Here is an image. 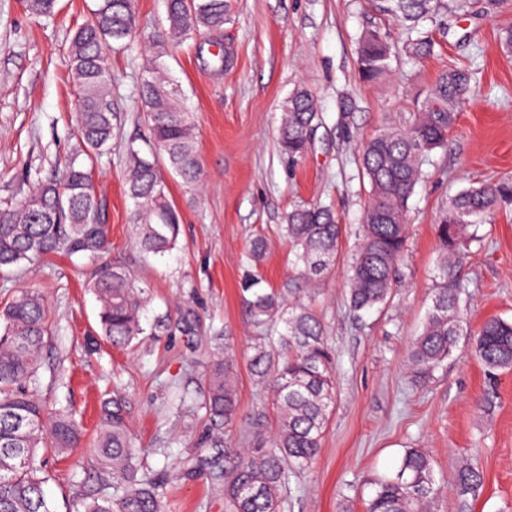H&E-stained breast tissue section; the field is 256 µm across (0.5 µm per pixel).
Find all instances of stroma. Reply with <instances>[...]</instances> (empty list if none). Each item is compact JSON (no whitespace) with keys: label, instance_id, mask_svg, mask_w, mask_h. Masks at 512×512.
Wrapping results in <instances>:
<instances>
[{"label":"stroma","instance_id":"obj_1","mask_svg":"<svg viewBox=\"0 0 512 512\" xmlns=\"http://www.w3.org/2000/svg\"><path fill=\"white\" fill-rule=\"evenodd\" d=\"M94 3L59 0L56 16L38 19L25 0H0V210L42 181L60 178L76 150L78 90L68 49ZM134 5L136 36L112 56L118 136L92 179L101 220L112 227L110 257L133 271L149 295L146 322L174 321L192 309L203 333L172 328L116 349L99 334L98 303L86 287L95 267L90 259L57 255L0 273V309L25 289L37 291L47 309L38 398L71 410L83 426L77 447L48 464L47 493L57 512L111 483L86 463L99 403L116 390L128 396L144 471L172 476L163 488L165 512H224L211 480L223 451L193 445L208 426L202 401L210 342L225 336L231 345L238 387V418L226 433L232 447L253 431L272 435L271 394L249 365L260 331L248 312L245 281L287 291L295 271L279 226L304 203L332 207L342 226L335 268L300 293L336 353V405L319 456L290 480L283 512H364L371 480L393 473L408 448L425 449L433 459L442 487L434 512H512V371L489 378L471 346L485 320L512 321V209L479 226L480 239L459 268L466 334L457 349L425 380L407 363L440 262L441 208L470 186L512 180V56L499 38L512 25V0H464L441 11L429 27L434 51L418 61L404 52L405 27L376 12L370 0H230L222 31L187 40L166 59L196 125L203 190L192 201L170 182L180 235L176 248L153 258L133 243L124 145L148 131L138 89L145 47L166 28L165 7L164 0ZM371 28L387 32L395 49L387 74L367 83L358 76L356 50ZM213 40L230 50V67L215 66ZM451 65L475 71L477 83L409 201L401 282L384 311L354 316L346 264L368 200L359 172L362 146L385 124L408 121ZM299 86L316 97L320 121L305 154L292 162L280 154L277 138L284 102ZM258 237L266 249L252 267L246 256ZM463 461L485 476L478 494L464 499L452 489Z\"/></svg>","mask_w":512,"mask_h":512}]
</instances>
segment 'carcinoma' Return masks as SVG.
I'll list each match as a JSON object with an SVG mask.
<instances>
[{
    "instance_id": "1",
    "label": "carcinoma",
    "mask_w": 512,
    "mask_h": 512,
    "mask_svg": "<svg viewBox=\"0 0 512 512\" xmlns=\"http://www.w3.org/2000/svg\"><path fill=\"white\" fill-rule=\"evenodd\" d=\"M375 8L402 22L416 37L407 52L422 59L433 51L424 24L436 19L441 0H374ZM56 0H27L35 17L53 15ZM227 0H167L168 28L151 42L148 77L141 88L149 137L125 145L126 195L133 208L130 223L137 229L135 245L145 256L175 247L179 215L169 198L165 174L181 179L197 194L201 168L196 127L172 87L162 58L178 43L224 27ZM136 29L134 0H98L91 19L76 29L69 45L72 81L79 90L78 155L61 183L36 187L12 209L0 213V271L23 261L64 252L99 261L90 291L99 303L103 336L127 348L156 332L143 326L148 298L130 271L108 258L111 232L101 223L89 165L112 149L117 113L112 102V51ZM392 47L377 29L364 32L358 66L366 82L379 79L389 67ZM471 74L458 67L442 73L411 122L388 125L363 147L362 169L370 187L360 225L359 243L347 270L348 304L361 315L389 305L400 282L407 243L409 200L423 177L422 166L442 147L457 112L469 99ZM319 122L314 97L305 87L293 90L284 104L279 143L291 159L301 157ZM512 206V181L466 188L442 208L437 237L442 251L438 280L421 333L408 360L429 378L457 348L463 286L455 269L478 223L496 209ZM282 231L291 245L298 277L321 280L339 257L341 225L333 210L302 204L288 212ZM253 323L264 331L257 338L250 366L258 381L273 392L275 433L252 435L248 446L229 448L223 430L237 416V389L229 356L219 350L207 368V393L202 402L209 430L198 448L224 449V470L213 475L224 491L227 512H282L290 478L306 470L319 454L336 403L335 354L319 316L284 293L256 289L249 301ZM197 315L184 311L177 328L196 334ZM48 336L47 311L40 296L24 290L0 310V512H56L46 499L49 480L41 448L64 453L80 436L65 411L46 408L27 384L36 381ZM473 355L488 375L512 371V321L487 320L473 339ZM96 464L112 476V492L88 493L76 512H164L161 490L166 475H139L140 448L128 423L125 400L114 396L100 409ZM483 472L466 463L454 477L453 490L465 498L476 495ZM366 512H429L438 494L431 455L421 448L405 450L396 471L372 482Z\"/></svg>"
}]
</instances>
